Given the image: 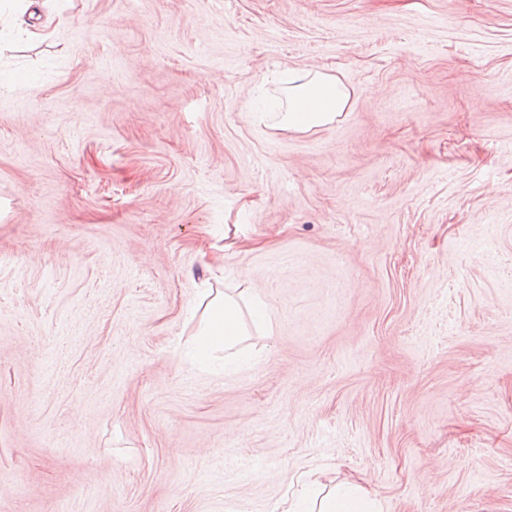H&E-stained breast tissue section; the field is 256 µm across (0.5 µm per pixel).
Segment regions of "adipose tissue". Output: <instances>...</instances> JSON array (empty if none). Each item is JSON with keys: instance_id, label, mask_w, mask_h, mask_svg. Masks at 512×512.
I'll use <instances>...</instances> for the list:
<instances>
[{"instance_id": "adipose-tissue-1", "label": "adipose tissue", "mask_w": 512, "mask_h": 512, "mask_svg": "<svg viewBox=\"0 0 512 512\" xmlns=\"http://www.w3.org/2000/svg\"><path fill=\"white\" fill-rule=\"evenodd\" d=\"M350 99L349 87L338 77L299 69L288 71V107L279 113L277 128L307 132L334 123ZM207 318L199 333L198 355L207 358L211 349L234 345L245 333L238 302L230 296H214L206 306ZM284 512H378L369 492L337 485L325 487L313 480Z\"/></svg>"}]
</instances>
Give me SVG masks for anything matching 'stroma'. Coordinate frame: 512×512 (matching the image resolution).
<instances>
[{
	"instance_id": "stroma-1",
	"label": "stroma",
	"mask_w": 512,
	"mask_h": 512,
	"mask_svg": "<svg viewBox=\"0 0 512 512\" xmlns=\"http://www.w3.org/2000/svg\"><path fill=\"white\" fill-rule=\"evenodd\" d=\"M0 40V512H512V0H46ZM354 89L275 128L285 68ZM260 302L191 359L202 289ZM282 512H378L370 493L362 488L334 485L326 489L318 480L306 484Z\"/></svg>"
}]
</instances>
